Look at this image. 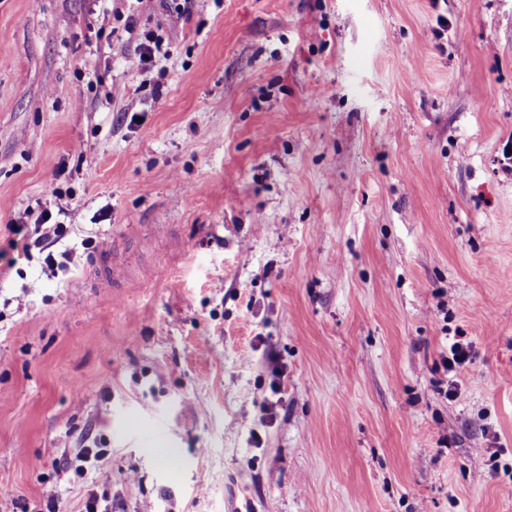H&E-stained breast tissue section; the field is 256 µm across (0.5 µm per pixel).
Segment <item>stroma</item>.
Returning a JSON list of instances; mask_svg holds the SVG:
<instances>
[{"mask_svg": "<svg viewBox=\"0 0 512 512\" xmlns=\"http://www.w3.org/2000/svg\"><path fill=\"white\" fill-rule=\"evenodd\" d=\"M121 5L0 0V496L512 512V0ZM162 38L154 31H146L139 38L135 55L127 61L130 71L144 75L151 71L154 66L156 53L161 50ZM52 216L53 214L49 209H44L40 212L37 224H40L41 226L47 225L49 227H46L45 231L34 239H32L27 231H24V224H16L14 234L18 235L19 238L12 240L11 249L13 251H17V256L6 258V253H0V259L6 260L8 268L13 267L21 255L25 258H29L33 248L44 251L58 241V238L62 236L63 227L60 222L49 224ZM52 236H54V238H52ZM19 242H22L21 252L18 251ZM451 357H444L442 360L444 369L448 372H456L458 368L463 367L470 361L472 356L471 343H465L461 339H457L450 346Z\"/></svg>", "mask_w": 512, "mask_h": 512, "instance_id": "1", "label": "stroma"}]
</instances>
